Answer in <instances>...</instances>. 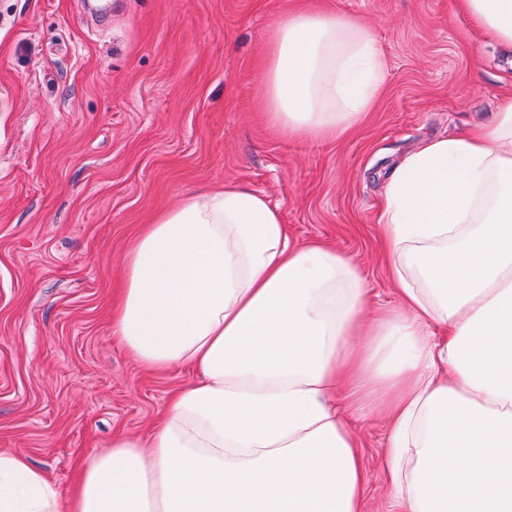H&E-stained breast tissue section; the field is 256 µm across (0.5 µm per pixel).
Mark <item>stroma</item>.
<instances>
[{"label":"stroma","instance_id":"35a3bbf8","mask_svg":"<svg viewBox=\"0 0 512 512\" xmlns=\"http://www.w3.org/2000/svg\"><path fill=\"white\" fill-rule=\"evenodd\" d=\"M300 0H0V450L68 493L115 435L156 425L197 376L142 367L112 335L138 225L196 191L239 184L288 236L353 257L370 311L398 297L377 222L391 169L487 120L512 53L457 0H317L366 26L388 65L367 120L313 140L271 130L262 64ZM351 425L366 512H389L387 428Z\"/></svg>","mask_w":512,"mask_h":512}]
</instances>
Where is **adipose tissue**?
I'll use <instances>...</instances> for the list:
<instances>
[{"label": "adipose tissue", "mask_w": 512, "mask_h": 512, "mask_svg": "<svg viewBox=\"0 0 512 512\" xmlns=\"http://www.w3.org/2000/svg\"><path fill=\"white\" fill-rule=\"evenodd\" d=\"M458 7L512 47V0ZM386 77L356 20L284 12L264 63L266 121L335 139ZM378 222L398 304L374 317L358 263L292 243L253 189L205 188L143 225L112 334L142 365L200 380L147 436L113 437L68 496L0 451V512H363L353 408L386 419L402 512H512V94L475 131L405 156ZM436 325L447 339L434 341Z\"/></svg>", "instance_id": "1"}]
</instances>
